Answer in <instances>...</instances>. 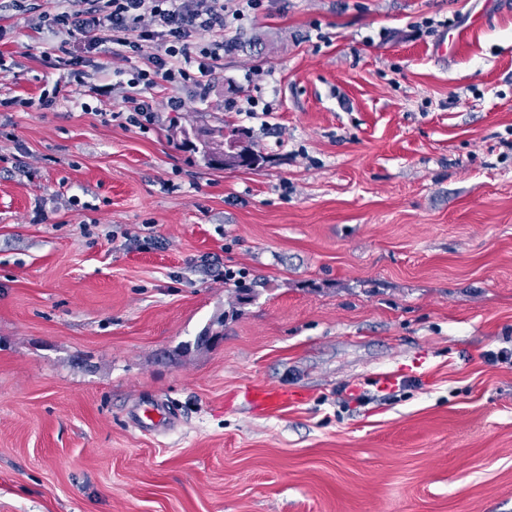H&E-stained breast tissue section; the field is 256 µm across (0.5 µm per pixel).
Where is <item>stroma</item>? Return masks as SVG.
<instances>
[{
  "instance_id": "1",
  "label": "stroma",
  "mask_w": 512,
  "mask_h": 512,
  "mask_svg": "<svg viewBox=\"0 0 512 512\" xmlns=\"http://www.w3.org/2000/svg\"><path fill=\"white\" fill-rule=\"evenodd\" d=\"M57 9L0 7V512H512V0H263L147 133ZM67 45H69L68 39L45 51L43 61L49 68L63 70V79L66 84L76 83L84 86V72L80 68L82 57L67 48ZM206 139L202 141V157L209 165L219 166H244L253 167L257 166L260 162L261 156L253 150L242 145L244 137H247L243 129L234 127L233 125L224 123L223 126L209 128L203 130ZM234 138L239 143V152L237 156L232 159H224L223 153L218 151V148L224 143V136ZM235 151V145L231 142L224 143V155H230ZM241 160V161H240Z\"/></svg>"
}]
</instances>
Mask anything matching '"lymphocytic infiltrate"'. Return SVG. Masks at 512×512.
Here are the masks:
<instances>
[{"label":"lymphocytic infiltrate","mask_w":512,"mask_h":512,"mask_svg":"<svg viewBox=\"0 0 512 512\" xmlns=\"http://www.w3.org/2000/svg\"><path fill=\"white\" fill-rule=\"evenodd\" d=\"M53 22L62 33L78 39L81 53L66 45L46 51L43 61L62 71L68 84H83L82 53L109 43L145 59V68L129 79L131 94L121 102L128 122L142 130L158 122L147 90L169 89L170 111H179L174 91L188 84L207 98L216 65L232 44L224 37L227 18L258 9L262 0H61Z\"/></svg>","instance_id":"obj_1"}]
</instances>
